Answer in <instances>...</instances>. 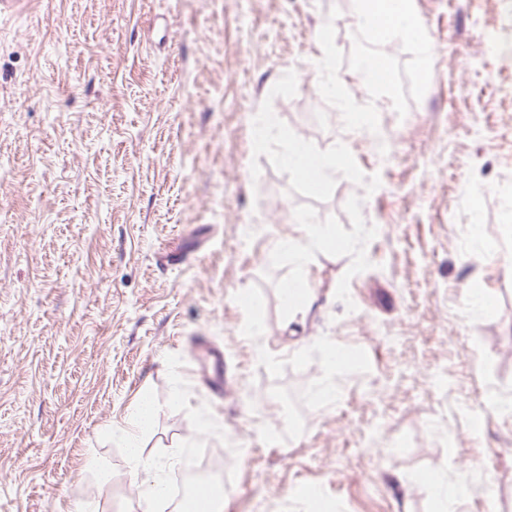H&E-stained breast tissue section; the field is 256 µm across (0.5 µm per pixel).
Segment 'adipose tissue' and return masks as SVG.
<instances>
[{
	"instance_id": "ef3b65f1",
	"label": "adipose tissue",
	"mask_w": 512,
	"mask_h": 512,
	"mask_svg": "<svg viewBox=\"0 0 512 512\" xmlns=\"http://www.w3.org/2000/svg\"><path fill=\"white\" fill-rule=\"evenodd\" d=\"M159 406L149 396H142L128 414L124 425L110 427L108 435L118 447L127 452V461L132 473L149 474L146 491L141 498L139 512H163L167 500V488L160 478L152 474L156 464L144 454L143 440L149 434L153 417Z\"/></svg>"
}]
</instances>
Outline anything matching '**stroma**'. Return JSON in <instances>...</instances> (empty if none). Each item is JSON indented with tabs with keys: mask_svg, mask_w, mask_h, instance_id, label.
Wrapping results in <instances>:
<instances>
[{
	"mask_svg": "<svg viewBox=\"0 0 512 512\" xmlns=\"http://www.w3.org/2000/svg\"><path fill=\"white\" fill-rule=\"evenodd\" d=\"M334 7L347 54L353 0H32L0 19V512L136 506L143 479L103 430L145 392L161 406L147 455L210 453L223 512H435L420 478L438 469L472 491L459 512H485L490 488L512 512V276L479 253L512 249V54L483 47L512 42V0H414L432 77L406 118L380 113L396 128L386 161L319 92ZM290 70L297 93L275 115L381 178L368 196L338 178L315 205L347 228L364 195L378 229L353 312L335 297L349 257L320 253L314 308L280 316L271 254L306 198L254 156L252 121ZM473 288L490 305L471 317ZM246 292L263 336L244 331ZM201 337L224 350L220 403L189 370ZM322 341L358 358L328 405L311 396Z\"/></svg>",
	"mask_w": 512,
	"mask_h": 512,
	"instance_id": "stroma-1",
	"label": "stroma"
}]
</instances>
